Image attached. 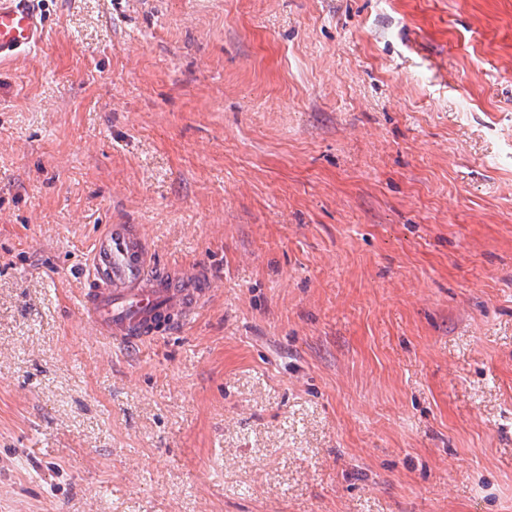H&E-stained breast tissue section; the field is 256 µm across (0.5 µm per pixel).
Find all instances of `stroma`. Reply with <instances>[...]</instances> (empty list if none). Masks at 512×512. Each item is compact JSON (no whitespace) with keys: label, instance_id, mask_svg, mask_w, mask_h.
Returning a JSON list of instances; mask_svg holds the SVG:
<instances>
[{"label":"stroma","instance_id":"obj_1","mask_svg":"<svg viewBox=\"0 0 512 512\" xmlns=\"http://www.w3.org/2000/svg\"><path fill=\"white\" fill-rule=\"evenodd\" d=\"M0 63V512H512V0H39ZM111 224L205 270L80 313ZM92 278L80 300L83 317L96 335L128 349L154 341L189 321L209 299L203 271L170 278L151 274L141 239L124 224H113L97 240Z\"/></svg>","mask_w":512,"mask_h":512}]
</instances>
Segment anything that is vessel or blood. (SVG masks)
Returning <instances> with one entry per match:
<instances>
[{
  "label": "vessel or blood",
  "mask_w": 512,
  "mask_h": 512,
  "mask_svg": "<svg viewBox=\"0 0 512 512\" xmlns=\"http://www.w3.org/2000/svg\"><path fill=\"white\" fill-rule=\"evenodd\" d=\"M32 0H0V62L33 48L43 37V19ZM93 288L80 300L83 317L97 336L132 349L174 331L208 300L199 276L151 274L141 239L114 224L92 254Z\"/></svg>",
  "instance_id": "vessel-or-blood-1"
}]
</instances>
